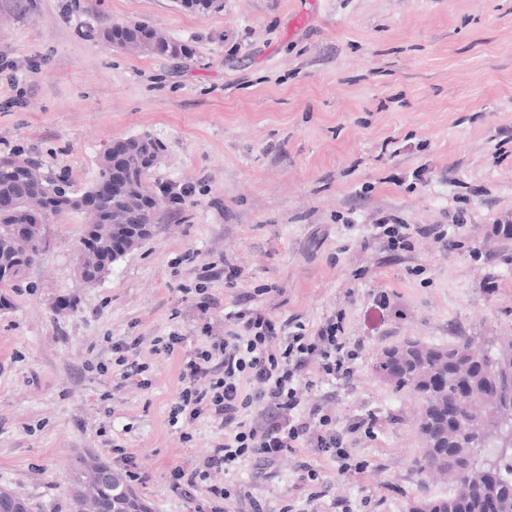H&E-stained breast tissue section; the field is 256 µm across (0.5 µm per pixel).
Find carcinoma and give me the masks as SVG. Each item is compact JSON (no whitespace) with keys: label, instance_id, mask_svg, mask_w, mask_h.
Returning <instances> with one entry per match:
<instances>
[{"label":"carcinoma","instance_id":"1","mask_svg":"<svg viewBox=\"0 0 512 512\" xmlns=\"http://www.w3.org/2000/svg\"><path fill=\"white\" fill-rule=\"evenodd\" d=\"M185 10L209 12L224 9V0H184ZM136 27L152 34L153 42L140 52L168 56L171 46L178 58H191L195 50L145 23ZM164 154L163 143L151 136L134 138L112 152L100 166L98 180L112 173L109 196L88 201L98 206L92 239L80 233L75 242L79 262L96 279L112 272V255L118 247L135 249L150 239L137 234L138 225L156 216L161 203L174 210L185 204L150 181L155 158ZM15 167L0 172V200L15 202L34 196L27 210L0 209V288H18L38 255L34 241L37 225L51 217L74 212L69 191L49 172L36 181L32 169H41L28 155L14 154ZM373 374L396 394L417 403L411 422L421 444L412 467L424 477L448 482V495L409 502L407 512H512V450L487 454L499 448L500 435L512 428V335L492 336L485 347L472 337L461 336L453 344L434 345L404 339L381 348L372 365ZM494 467L483 465V459ZM98 463L77 462L71 485L69 512H151L138 497L117 495L112 486L130 487L127 478L114 473L115 484L96 478Z\"/></svg>","mask_w":512,"mask_h":512}]
</instances>
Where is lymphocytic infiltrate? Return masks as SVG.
I'll return each instance as SVG.
<instances>
[{"label":"lymphocytic infiltrate","instance_id":"obj_1","mask_svg":"<svg viewBox=\"0 0 512 512\" xmlns=\"http://www.w3.org/2000/svg\"><path fill=\"white\" fill-rule=\"evenodd\" d=\"M210 305L207 299L200 305L205 318L192 350H185L186 338L177 332L153 341L154 353L185 352L172 422L191 425L205 415L224 432L208 448L203 469L172 470V487H197L208 470L240 459L271 463L305 443L336 457L340 473L350 472L343 430L332 415L306 408L303 401L318 383L349 379L365 350L363 340L348 336L345 312L337 311L314 329L258 310L231 312V327L220 335L206 318ZM257 399L268 404L271 414L254 424L246 413Z\"/></svg>","mask_w":512,"mask_h":512}]
</instances>
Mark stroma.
I'll use <instances>...</instances> for the list:
<instances>
[{
  "label": "stroma",
  "mask_w": 512,
  "mask_h": 512,
  "mask_svg": "<svg viewBox=\"0 0 512 512\" xmlns=\"http://www.w3.org/2000/svg\"><path fill=\"white\" fill-rule=\"evenodd\" d=\"M129 22L195 57L103 40ZM146 132L166 147L152 181L187 192L186 207H161L153 237L87 287L72 254L82 216L50 220L51 248L0 292V488L33 512H67L75 460L93 455L122 472L134 457L132 487L152 512L207 504L211 485L242 492L223 512H251L252 498L263 512H406L447 495L413 471L411 404L372 364L409 336L512 333V239L493 232L512 224V0H224L207 13L176 0H0V157L31 153L79 191L113 141ZM376 224L420 231L391 250ZM228 264L241 271L231 283ZM382 292L391 308L368 328ZM206 296L219 334L240 309L311 328L345 311L366 354L305 398L342 427L379 417L376 436H347L363 470L338 473L305 446L173 491L170 471L203 467L223 433L208 418L170 425L182 357L152 341L195 336ZM130 337L148 386L119 383L112 346ZM305 465L315 483L299 481ZM137 23V24H136ZM135 25L137 28L143 29L145 32H151L153 37V42L150 46L142 47L138 49L136 52L147 53L150 55L158 56V57H168L167 49L168 47L174 46L179 48V55L173 59H186L191 58L195 54V50L186 43H182L176 41L166 34L158 30L157 28L151 27L145 23L136 22Z\"/></svg>",
  "instance_id": "obj_1"
}]
</instances>
